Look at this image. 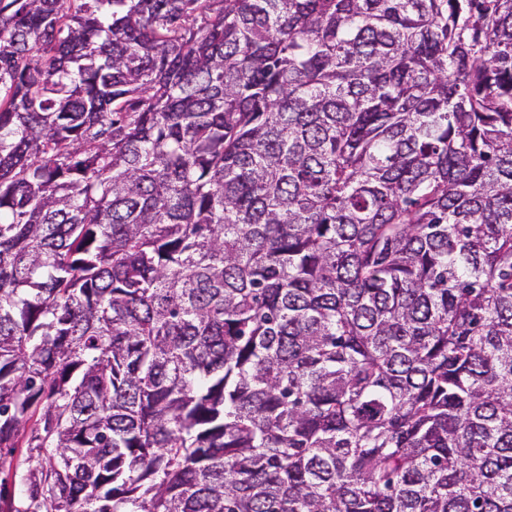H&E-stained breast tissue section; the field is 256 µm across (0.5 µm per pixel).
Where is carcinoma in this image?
<instances>
[{
  "label": "carcinoma",
  "instance_id": "carcinoma-1",
  "mask_svg": "<svg viewBox=\"0 0 512 512\" xmlns=\"http://www.w3.org/2000/svg\"><path fill=\"white\" fill-rule=\"evenodd\" d=\"M0 512H512V0H0Z\"/></svg>",
  "mask_w": 512,
  "mask_h": 512
}]
</instances>
